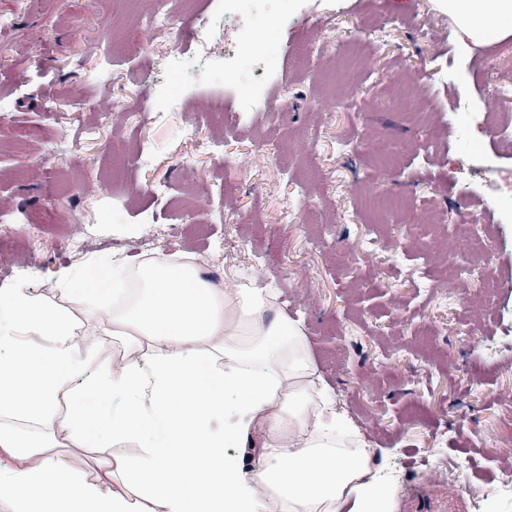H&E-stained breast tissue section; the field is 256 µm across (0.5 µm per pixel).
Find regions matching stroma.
I'll list each match as a JSON object with an SVG mask.
<instances>
[{"instance_id": "obj_1", "label": "stroma", "mask_w": 512, "mask_h": 512, "mask_svg": "<svg viewBox=\"0 0 512 512\" xmlns=\"http://www.w3.org/2000/svg\"><path fill=\"white\" fill-rule=\"evenodd\" d=\"M270 0L276 36L292 55L300 36L344 46L356 64L311 58L289 66L255 112H238L223 76L187 73L192 95L163 119L141 105L162 80L139 22L152 8L173 26L205 4L185 0H0V286L37 289L90 255L200 254L225 277L278 288L301 320L322 379L349 425L381 456L395 487L389 512H512L497 489L512 469V156L487 128L455 124L460 102L482 111L512 86V35L470 46L440 0ZM335 25H320L321 16ZM222 98L224 115L196 139L182 126L198 101ZM54 122H47V113ZM111 120H103V113ZM97 117L95 139L62 143ZM494 158L485 176L462 137ZM122 168L130 188L113 200L83 193ZM64 177L51 183L48 169ZM309 216L284 218L287 203ZM32 212L48 224L15 223ZM469 214L479 255L449 239ZM117 215L120 230L106 224ZM425 227L410 237L407 227ZM81 249L69 246L71 236ZM465 268L466 297L438 287ZM462 461L465 475L449 465ZM485 496L473 508L474 492Z\"/></svg>"}]
</instances>
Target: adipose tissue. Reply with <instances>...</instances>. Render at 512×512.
<instances>
[{
  "label": "adipose tissue",
  "instance_id": "1",
  "mask_svg": "<svg viewBox=\"0 0 512 512\" xmlns=\"http://www.w3.org/2000/svg\"><path fill=\"white\" fill-rule=\"evenodd\" d=\"M448 12L476 42L512 33V0H448ZM56 287H0L11 512H387L393 484L274 289L217 284L187 252L112 260L98 286L61 271ZM86 326L111 337L110 354L75 345Z\"/></svg>",
  "mask_w": 512,
  "mask_h": 512
}]
</instances>
